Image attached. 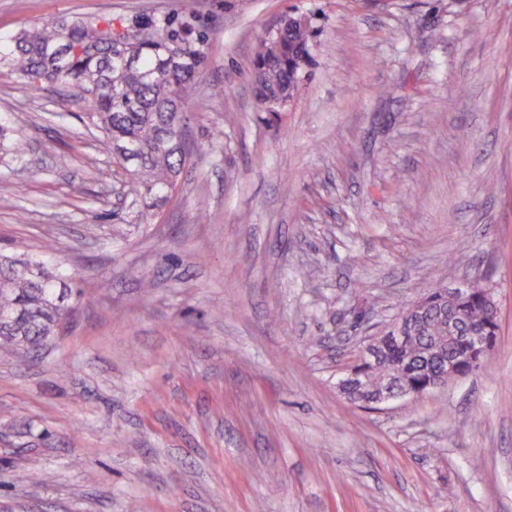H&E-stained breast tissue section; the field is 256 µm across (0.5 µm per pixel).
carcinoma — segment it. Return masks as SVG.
Here are the masks:
<instances>
[{
    "label": "carcinoma",
    "mask_w": 512,
    "mask_h": 512,
    "mask_svg": "<svg viewBox=\"0 0 512 512\" xmlns=\"http://www.w3.org/2000/svg\"><path fill=\"white\" fill-rule=\"evenodd\" d=\"M193 0L161 24L140 17L127 27L147 36L117 43L113 21L57 19L23 28L0 45V72L33 89L62 83L73 90L74 102L90 126L113 147L126 148L130 159L114 157L128 168L125 191L135 203L159 201L173 189L187 154L177 139L184 135V109L195 98L196 84L208 65L207 35L191 23ZM308 45L298 32L279 40L264 37L257 55L253 82L264 93L294 86L288 61ZM22 151V137L0 126V151ZM58 271L42 261L0 255V347L22 346L36 351L64 324L66 306L57 294ZM486 288L471 283L469 298L458 305L466 326H477L496 343L498 313L485 297ZM439 314L429 311L414 322L415 336L402 352L385 355L378 364L358 365L363 391L385 385L399 375L397 388L412 390L429 380L438 360L427 356L430 337L438 335Z\"/></svg>",
    "instance_id": "carcinoma-1"
}]
</instances>
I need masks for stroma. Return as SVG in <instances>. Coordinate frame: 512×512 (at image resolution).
Returning <instances> with one entry per match:
<instances>
[{
    "mask_svg": "<svg viewBox=\"0 0 512 512\" xmlns=\"http://www.w3.org/2000/svg\"><path fill=\"white\" fill-rule=\"evenodd\" d=\"M182 3L0 0V36ZM291 14L309 61L272 114L255 56ZM194 23L193 154L146 219L69 89L0 78L25 141L0 248L81 291L39 353L0 348V512H512V0H196ZM475 278L479 369L378 410L340 393L357 339ZM486 291L487 289L480 281L472 282L469 298L461 304L448 302V307L457 305L463 312L464 325L479 327L485 336H489L491 349H494L498 331V313L485 297ZM485 336H481L479 333L464 336L471 348L474 357L473 363H476L479 357L487 351L488 345Z\"/></svg>",
    "mask_w": 512,
    "mask_h": 512,
    "instance_id": "1",
    "label": "stroma"
}]
</instances>
